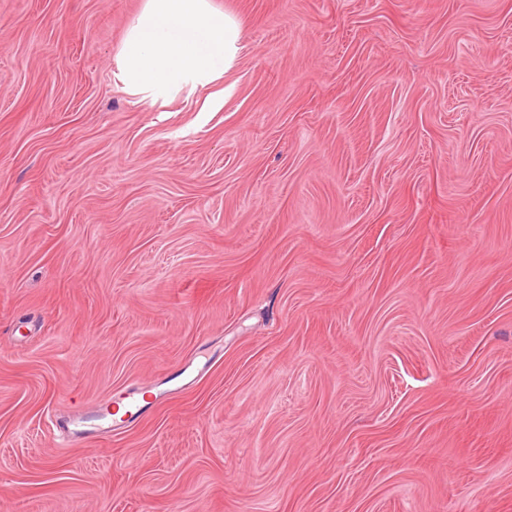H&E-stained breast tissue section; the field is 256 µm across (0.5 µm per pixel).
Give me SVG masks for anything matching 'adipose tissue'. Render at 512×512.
I'll use <instances>...</instances> for the list:
<instances>
[{
  "label": "adipose tissue",
  "instance_id": "obj_1",
  "mask_svg": "<svg viewBox=\"0 0 512 512\" xmlns=\"http://www.w3.org/2000/svg\"><path fill=\"white\" fill-rule=\"evenodd\" d=\"M241 35L238 19L213 0H144L117 48L114 78L150 107L212 85L202 109L217 111L230 93L222 80L239 59Z\"/></svg>",
  "mask_w": 512,
  "mask_h": 512
}]
</instances>
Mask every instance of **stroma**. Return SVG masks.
<instances>
[{
  "label": "stroma",
  "mask_w": 512,
  "mask_h": 512,
  "mask_svg": "<svg viewBox=\"0 0 512 512\" xmlns=\"http://www.w3.org/2000/svg\"><path fill=\"white\" fill-rule=\"evenodd\" d=\"M214 4L204 112L0 0V512H512V0ZM119 406L126 408L125 414L122 416L123 419L126 415H129V418L134 417L136 419L145 413L144 406L141 405L138 394L136 392H130L121 397L118 402L113 403L112 412L107 407L101 417L107 418L111 415L112 417L115 416L119 411Z\"/></svg>",
  "instance_id": "stroma-1"
}]
</instances>
